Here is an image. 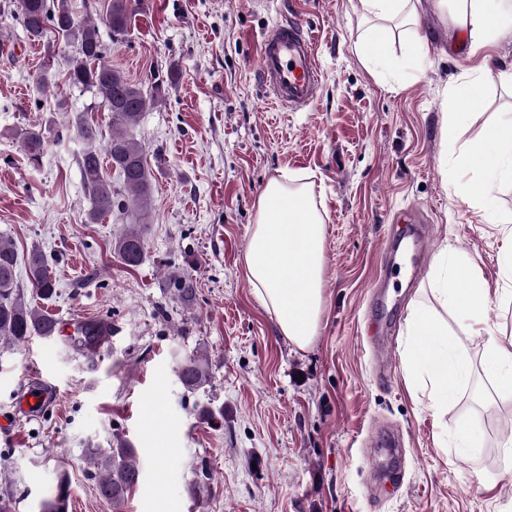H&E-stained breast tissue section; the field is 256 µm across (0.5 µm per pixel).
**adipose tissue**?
<instances>
[{"label": "adipose tissue", "instance_id": "ef3b65f1", "mask_svg": "<svg viewBox=\"0 0 512 512\" xmlns=\"http://www.w3.org/2000/svg\"><path fill=\"white\" fill-rule=\"evenodd\" d=\"M419 2L360 0V5L365 18L399 28L417 24ZM455 21L468 32L473 51H480L512 27V0H456ZM491 76L489 68H482L468 84L451 89L446 101L445 175L454 180L470 173L461 187L462 199L480 211L490 208L494 185L512 183V117L481 129L465 146L456 144L459 128L467 124ZM312 198L310 185L293 188L270 181L259 197L243 261L247 279L280 335L301 349L318 336L324 312L326 232ZM499 269L504 286L492 291L468 256H447L432 278V303L416 301L409 307L405 370L437 415H447L469 378L470 359L461 341L465 335L484 337L483 368L498 399L512 402V336L485 333L491 301L512 305V247L501 254Z\"/></svg>", "mask_w": 512, "mask_h": 512}]
</instances>
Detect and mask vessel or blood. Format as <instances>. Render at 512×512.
Here are the masks:
<instances>
[{
	"instance_id": "1",
	"label": "vessel or blood",
	"mask_w": 512,
	"mask_h": 512,
	"mask_svg": "<svg viewBox=\"0 0 512 512\" xmlns=\"http://www.w3.org/2000/svg\"><path fill=\"white\" fill-rule=\"evenodd\" d=\"M258 75L265 93L282 107L299 110L314 102L320 75L308 32L295 24H281L266 32Z\"/></svg>"
}]
</instances>
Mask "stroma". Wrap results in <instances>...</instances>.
<instances>
[{
    "label": "stroma",
    "instance_id": "obj_1",
    "mask_svg": "<svg viewBox=\"0 0 512 512\" xmlns=\"http://www.w3.org/2000/svg\"><path fill=\"white\" fill-rule=\"evenodd\" d=\"M420 24L391 41L388 67L363 62L358 41L382 26L364 20L359 0H136L123 36L100 26L113 66L160 100L133 129L153 188L147 220L112 211L86 223L92 199L80 175L85 142L70 128L83 113L109 134V112L91 92L69 86L63 41L28 42L19 19L0 13V235L19 255L39 246L56 282L39 307L73 326L105 319L112 339L94 355L76 352L69 333L0 343V497L12 512H39L60 473L71 483L69 512H512V470L503 430L512 404L479 406L492 393L478 362L482 341L464 345L474 362L468 384L439 423L403 369L411 301L429 298L444 248L471 257L489 288L502 287L497 223L512 213V185L475 214L444 178L447 90L481 61L452 12L421 0ZM298 22L315 39L321 85L305 109L276 105L259 80L263 33ZM424 38L427 54L414 44ZM493 77L469 126L512 113V31L490 50ZM53 58L59 90L38 91L32 73ZM39 121L50 130L39 166L13 133ZM303 178L326 225L321 330L307 348L280 336L244 274L243 257L259 196L283 174ZM427 220L423 261L400 258L388 273L394 317L393 367L379 379L367 345L372 286L402 213ZM146 222L143 263L125 267L112 249L127 225ZM197 286L179 303L171 276ZM203 352L212 380L181 385L182 360ZM54 400L19 409L33 386ZM159 390L165 421L142 432L137 407ZM216 413L200 419L201 409ZM396 428L404 454L392 463L371 441ZM478 441L468 452L460 428ZM125 439L142 462V485L122 508L101 498L89 446ZM203 482L202 501L190 490Z\"/></svg>",
    "mask_w": 512,
    "mask_h": 512
}]
</instances>
